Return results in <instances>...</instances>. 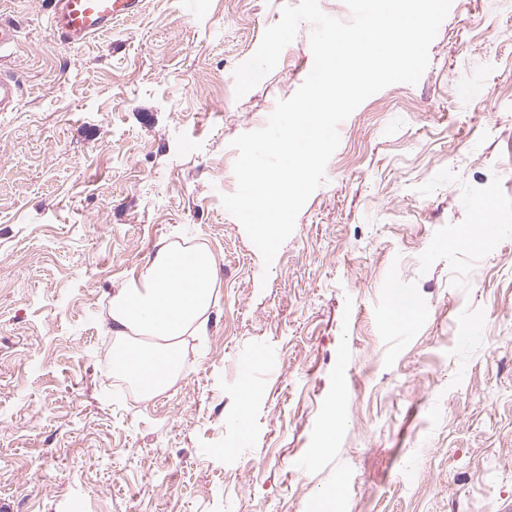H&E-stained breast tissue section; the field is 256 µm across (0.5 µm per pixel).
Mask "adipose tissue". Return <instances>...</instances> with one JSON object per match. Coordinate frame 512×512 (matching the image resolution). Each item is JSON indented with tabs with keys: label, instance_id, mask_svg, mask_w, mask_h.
Returning a JSON list of instances; mask_svg holds the SVG:
<instances>
[{
	"label": "adipose tissue",
	"instance_id": "1",
	"mask_svg": "<svg viewBox=\"0 0 512 512\" xmlns=\"http://www.w3.org/2000/svg\"><path fill=\"white\" fill-rule=\"evenodd\" d=\"M216 280L208 248L169 246L113 294L109 330L115 367L144 399L165 393L178 376L183 336L205 335Z\"/></svg>",
	"mask_w": 512,
	"mask_h": 512
}]
</instances>
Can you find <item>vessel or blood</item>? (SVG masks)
Returning <instances> with one entry per match:
<instances>
[{
  "label": "vessel or blood",
  "instance_id": "vessel-or-blood-1",
  "mask_svg": "<svg viewBox=\"0 0 512 512\" xmlns=\"http://www.w3.org/2000/svg\"><path fill=\"white\" fill-rule=\"evenodd\" d=\"M143 0H50L49 27L64 44L78 46L109 33L112 22L141 10ZM20 81L16 74L0 73V112L20 105Z\"/></svg>",
  "mask_w": 512,
  "mask_h": 512
}]
</instances>
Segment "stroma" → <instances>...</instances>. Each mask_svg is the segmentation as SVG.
I'll return each mask as SVG.
<instances>
[{
  "label": "stroma",
  "mask_w": 512,
  "mask_h": 512,
  "mask_svg": "<svg viewBox=\"0 0 512 512\" xmlns=\"http://www.w3.org/2000/svg\"><path fill=\"white\" fill-rule=\"evenodd\" d=\"M298 2L145 0L70 47L48 0H0L22 80L0 112V512L512 503V233L480 214L512 213V0H452L418 83L340 124L267 266L221 202L231 142L303 83L312 25L240 98L235 70ZM176 244L207 247L219 284L147 401L111 368L110 300ZM393 286L416 310L399 329Z\"/></svg>",
  "instance_id": "stroma-1"
}]
</instances>
